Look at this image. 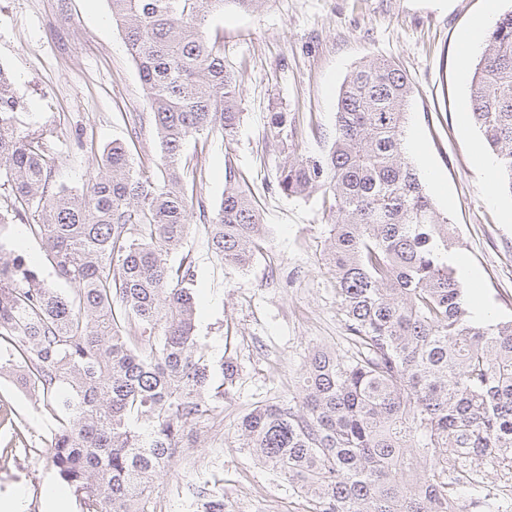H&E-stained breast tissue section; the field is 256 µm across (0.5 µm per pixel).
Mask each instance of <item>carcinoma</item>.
Segmentation results:
<instances>
[{
    "mask_svg": "<svg viewBox=\"0 0 512 512\" xmlns=\"http://www.w3.org/2000/svg\"><path fill=\"white\" fill-rule=\"evenodd\" d=\"M142 84L160 147L135 170L120 142L80 191L53 186L46 132L23 133L24 95L0 68V230L16 221L74 288L41 282L0 247V373H18L48 426L59 477L81 512H146L154 478L192 426L228 398L195 334V269L178 265L193 211L191 138L231 140L242 117L237 77L208 17L257 0H106ZM469 85L470 111L512 195V11L498 16ZM412 83L376 59L338 93L327 149L285 165L288 197L322 192L349 349L312 350L297 400L268 401L238 423L243 447L294 484L308 512H486L475 508L481 467L512 468V320L468 319L454 267L457 240L433 206L404 145ZM265 224L236 175L207 225L227 266H248ZM206 512L224 501L198 486Z\"/></svg>",
    "mask_w": 512,
    "mask_h": 512,
    "instance_id": "cac0c4a2",
    "label": "carcinoma"
}]
</instances>
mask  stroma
I'll use <instances>...</instances> for the list:
<instances>
[{"label":"stroma","instance_id":"35a3bbf8","mask_svg":"<svg viewBox=\"0 0 512 512\" xmlns=\"http://www.w3.org/2000/svg\"><path fill=\"white\" fill-rule=\"evenodd\" d=\"M486 0H258L226 5L214 24L224 60L238 77L242 121L233 140L189 141L195 190L209 209L227 169L248 189L268 232L248 268L224 266L208 248L198 215L185 244L195 262V334L212 362L239 363L233 397L193 426L194 442L158 474V512H190L203 481L217 483L224 512H304L306 502L280 475L243 448L236 423L264 401L290 400L314 346L343 351L345 334L325 264L328 221L322 194L288 197L280 167L322 152L334 136L338 91L355 65L376 58L406 71L413 93L406 154L426 175L435 208L455 227L461 257L476 276L492 320L512 319V195L490 190L474 149L483 138L470 115L469 83L478 53L462 57L459 36ZM0 67L26 96L20 131L54 129V185L79 190L101 167L104 147L128 143L134 167L160 161L139 75L106 0H0ZM288 115L286 132L270 115ZM6 250L23 254L39 279L62 292L60 277L27 225L0 231ZM34 400L0 376V499L20 497L23 512H47L61 480L42 441Z\"/></svg>","mask_w":512,"mask_h":512}]
</instances>
